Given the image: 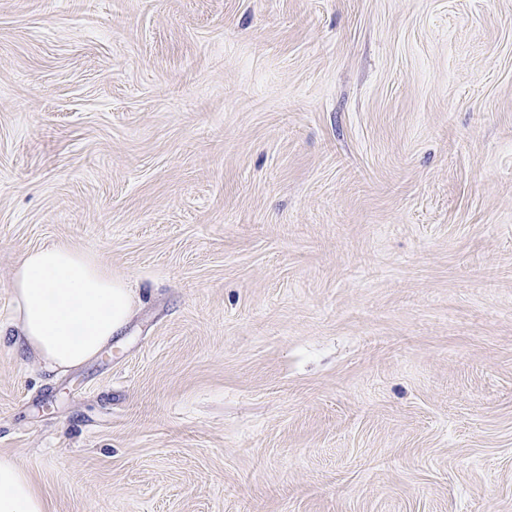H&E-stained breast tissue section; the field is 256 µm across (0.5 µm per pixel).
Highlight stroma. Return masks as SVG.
Here are the masks:
<instances>
[{
    "instance_id": "obj_1",
    "label": "stroma",
    "mask_w": 512,
    "mask_h": 512,
    "mask_svg": "<svg viewBox=\"0 0 512 512\" xmlns=\"http://www.w3.org/2000/svg\"><path fill=\"white\" fill-rule=\"evenodd\" d=\"M137 288L0 340L48 512H512V0H0V323L22 254ZM16 343L53 371L97 357L122 333L137 298L92 254L51 245L26 251L12 282Z\"/></svg>"
}]
</instances>
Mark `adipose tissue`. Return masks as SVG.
<instances>
[{"label": "adipose tissue", "instance_id": "ef3b65f1", "mask_svg": "<svg viewBox=\"0 0 512 512\" xmlns=\"http://www.w3.org/2000/svg\"><path fill=\"white\" fill-rule=\"evenodd\" d=\"M16 343L53 371L65 372L97 357L128 324L137 298L128 281L113 276L92 254L51 245L26 251L13 277ZM0 512H47L28 474L0 456Z\"/></svg>", "mask_w": 512, "mask_h": 512}]
</instances>
